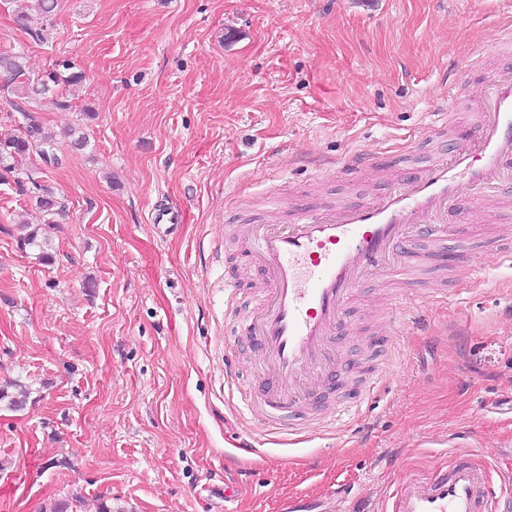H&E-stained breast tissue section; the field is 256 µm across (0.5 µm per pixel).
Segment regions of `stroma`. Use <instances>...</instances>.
Wrapping results in <instances>:
<instances>
[{"mask_svg":"<svg viewBox=\"0 0 512 512\" xmlns=\"http://www.w3.org/2000/svg\"><path fill=\"white\" fill-rule=\"evenodd\" d=\"M57 2L42 44L0 0V53H25L34 76L58 59L86 74L74 108L39 113L61 164L0 184V390L22 401H0V512H280L295 496L302 512H383L401 476L458 449L512 473V260L483 256L476 279L463 264L512 226V195L458 201L448 221L468 237L401 284L429 334L397 330L380 280L359 286L347 361L395 342L370 408L280 444L224 382L228 352L257 380L224 317L225 282L241 316L261 282L236 239L271 199L340 207L461 146L487 78L512 70L490 48L512 0ZM361 154L374 161L350 179L313 166ZM39 184L65 213L36 210ZM163 198L184 213L172 231L150 221ZM247 434L260 454L236 453Z\"/></svg>","mask_w":512,"mask_h":512,"instance_id":"35a3bbf8","label":"stroma"}]
</instances>
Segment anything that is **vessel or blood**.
<instances>
[{
  "label": "vessel or blood",
  "mask_w": 512,
  "mask_h": 512,
  "mask_svg": "<svg viewBox=\"0 0 512 512\" xmlns=\"http://www.w3.org/2000/svg\"><path fill=\"white\" fill-rule=\"evenodd\" d=\"M499 185L512 187V71L494 77L474 114L466 146L433 162L419 174L395 182L383 195L356 204L322 209L291 208L284 224L251 225L247 258L264 286L243 324L258 348L257 369L266 383L260 398L241 387L245 411L255 412L267 431L313 434L332 419L305 416L336 360L335 340L347 326L349 305L368 276L384 279L427 265L409 237L430 225V237L445 244L454 229L449 206L464 195L478 196ZM391 312L410 329L428 325L419 309L396 297ZM382 374L365 373L355 390L337 401L347 412L370 395ZM490 471L465 451L449 455L423 476L404 477L387 512H495Z\"/></svg>",
  "instance_id": "obj_1"
}]
</instances>
